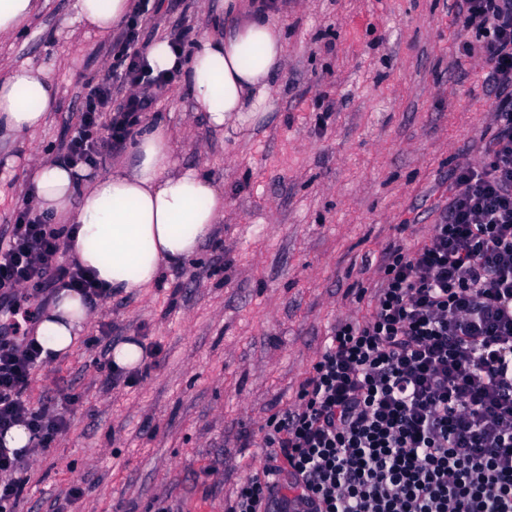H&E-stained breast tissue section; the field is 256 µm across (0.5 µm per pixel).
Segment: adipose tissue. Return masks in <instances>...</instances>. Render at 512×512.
<instances>
[{
	"label": "adipose tissue",
	"mask_w": 512,
	"mask_h": 512,
	"mask_svg": "<svg viewBox=\"0 0 512 512\" xmlns=\"http://www.w3.org/2000/svg\"><path fill=\"white\" fill-rule=\"evenodd\" d=\"M133 0H75L76 20L105 36ZM42 9L40 0H0V39L23 33ZM285 60V37L267 13L230 35L203 37L184 59L168 40L153 43V72L178 69L192 91V110L214 133L250 127L273 107V76ZM57 107L47 70L23 61L0 76V141L24 146ZM132 163L88 174L86 169L40 161L32 165L28 201L48 221L71 228L68 257L110 293L154 287L164 271L194 258L224 217V194L200 170L179 167L165 121H145L129 148ZM90 311L84 298L60 289L42 315L35 338L46 359L76 347Z\"/></svg>",
	"instance_id": "obj_1"
}]
</instances>
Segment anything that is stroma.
Returning a JSON list of instances; mask_svg holds the SVG:
<instances>
[{"label": "stroma", "mask_w": 512, "mask_h": 512, "mask_svg": "<svg viewBox=\"0 0 512 512\" xmlns=\"http://www.w3.org/2000/svg\"><path fill=\"white\" fill-rule=\"evenodd\" d=\"M454 0H280L286 56L274 107L248 134L209 131L173 82L153 105L179 166L224 192L212 241L159 284L93 309L77 346L36 368L28 395L71 428L30 459L16 512H224L266 464L264 425L291 405L336 321L365 317L377 261L423 240L452 195L449 171L479 164L495 98L483 62L457 50ZM74 0H46L0 73L50 67L58 108L24 149L0 145V234L21 208L23 151L54 159L70 137L85 78L104 77L111 38L73 23ZM224 0H154L141 38L175 20L192 41L232 30ZM0 325L35 332L53 297L28 285ZM111 327L99 340L98 327ZM154 346L146 377L104 383V353L128 337ZM73 404H64L66 396ZM84 495L67 502L70 486Z\"/></svg>", "instance_id": "obj_1"}]
</instances>
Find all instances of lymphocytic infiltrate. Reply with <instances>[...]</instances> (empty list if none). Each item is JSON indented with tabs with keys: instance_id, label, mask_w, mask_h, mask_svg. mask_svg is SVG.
<instances>
[{
	"instance_id": "obj_1",
	"label": "lymphocytic infiltrate",
	"mask_w": 512,
	"mask_h": 512,
	"mask_svg": "<svg viewBox=\"0 0 512 512\" xmlns=\"http://www.w3.org/2000/svg\"><path fill=\"white\" fill-rule=\"evenodd\" d=\"M147 10L115 39L121 69L81 85L70 166L106 164L176 78L145 62ZM458 20V49L484 56L496 97L486 159L452 172L458 191L423 241L384 251L368 319L337 321L296 403L266 424L267 465L224 512H512V0H461ZM66 250L62 228L19 210L0 236V297L39 278L97 307L106 293ZM42 362L34 337L0 332V434L24 424L39 451L70 427L27 396ZM22 466L0 448V512L24 496Z\"/></svg>"
}]
</instances>
